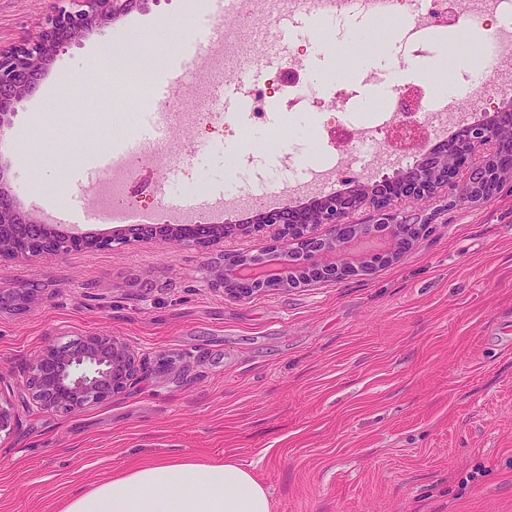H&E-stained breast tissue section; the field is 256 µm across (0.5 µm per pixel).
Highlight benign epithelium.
Wrapping results in <instances>:
<instances>
[{
	"instance_id": "1",
	"label": "benign epithelium",
	"mask_w": 512,
	"mask_h": 512,
	"mask_svg": "<svg viewBox=\"0 0 512 512\" xmlns=\"http://www.w3.org/2000/svg\"><path fill=\"white\" fill-rule=\"evenodd\" d=\"M141 0H47L44 26L20 44L0 49V137H6L5 117L37 89L42 70L60 47L80 37L97 23L127 14ZM512 181V111L496 112L475 122L413 170L385 181L388 190L377 193L358 176L348 177L351 188L326 197L309 210H268L257 224H242L230 234L222 226L193 232L183 225L143 233L136 240L153 243H188L200 248L223 243L231 235L263 232L266 247L226 251L224 262L210 269L216 289L230 300L247 299L260 292L287 291L313 283H336L367 276L398 261L419 240L424 225L410 224L393 207L419 205L438 189L455 187L458 202H477ZM376 212L370 224L355 220L363 209ZM11 193L0 190V261L32 254L30 233L15 232L17 224H32ZM37 233L63 238L69 244L44 249L51 254L85 248L112 249L126 243L118 237L93 233H65L41 224ZM33 286L18 295L0 289V304L37 298ZM29 405L38 410L74 412L98 404L135 386L145 364L122 339L94 334L75 345L49 342L21 366Z\"/></svg>"
}]
</instances>
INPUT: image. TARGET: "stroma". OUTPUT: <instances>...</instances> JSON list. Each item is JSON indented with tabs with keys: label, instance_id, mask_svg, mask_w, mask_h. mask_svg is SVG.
<instances>
[{
	"label": "stroma",
	"instance_id": "35a3bbf8",
	"mask_svg": "<svg viewBox=\"0 0 512 512\" xmlns=\"http://www.w3.org/2000/svg\"><path fill=\"white\" fill-rule=\"evenodd\" d=\"M192 0H143L133 27L146 50L175 59L180 44L155 28L163 19L189 31ZM46 18L44 0H0V46L21 42ZM125 17L60 49L36 92L11 116L18 148L1 160L7 186L34 185L41 207L67 205L88 144L68 128L92 118L104 148L124 143L158 102L150 92L117 107L82 97V75L103 77L106 53ZM448 35L391 40L405 83L432 89L417 72ZM336 76L318 80L320 99L294 101L283 69L261 82L278 149L249 142V115L224 124L209 116L198 85L183 115L186 143L214 181L221 153L238 148L237 191L287 177L281 159L329 160L365 118L367 84L386 69L358 72L346 54ZM318 115L314 131L288 135L293 114ZM60 113L58 127L29 125L30 114ZM159 166L130 184L129 207L162 212ZM440 191L416 212L426 230L398 262L369 277L290 291L224 298L208 269L224 250H258L262 235L225 247L145 244L85 249L0 262V287L39 286L38 300L0 307V397L17 414L0 432V512H61L72 492L143 455L234 459L269 489L272 512H512V187L477 203L449 204ZM92 334L124 339L148 372L132 389L72 413L28 408L21 363L50 341ZM180 373L171 379L167 366Z\"/></svg>",
	"mask_w": 512,
	"mask_h": 512
}]
</instances>
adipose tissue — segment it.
<instances>
[{
  "label": "adipose tissue",
  "instance_id": "obj_1",
  "mask_svg": "<svg viewBox=\"0 0 512 512\" xmlns=\"http://www.w3.org/2000/svg\"><path fill=\"white\" fill-rule=\"evenodd\" d=\"M461 71L477 77L483 67L462 54L453 39L421 69L451 97L459 91L455 76ZM63 512H272V500L268 488L238 461L144 456L70 496Z\"/></svg>",
  "mask_w": 512,
  "mask_h": 512
}]
</instances>
